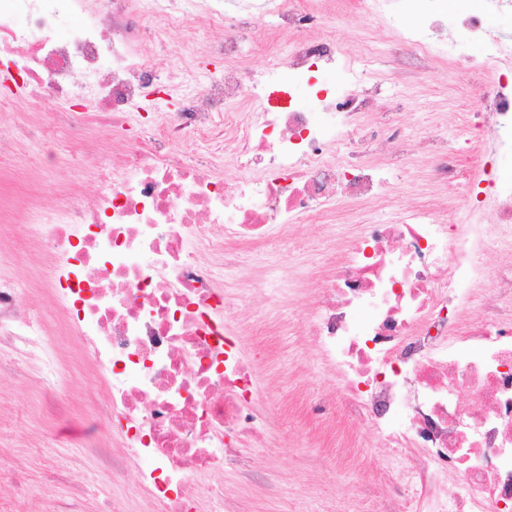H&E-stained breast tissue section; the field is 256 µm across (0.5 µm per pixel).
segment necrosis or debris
<instances>
[{
  "mask_svg": "<svg viewBox=\"0 0 512 512\" xmlns=\"http://www.w3.org/2000/svg\"><path fill=\"white\" fill-rule=\"evenodd\" d=\"M388 3L265 0L272 29L225 16L213 0L203 17L224 38L200 43L192 0H0V100L17 129L0 138V155L46 139L35 116L50 101L83 152H102V135L112 136L109 162L86 172L93 194L67 186L61 205L31 204L25 221L44 227L58 307L121 426L126 454L112 479L136 464V491L154 512H199L213 498L242 512L211 475L221 462L249 469L263 400L239 339L273 329L227 322L219 269L233 246L273 231L328 233L343 200L389 217L340 241L311 288L308 334L349 414L404 449L382 466L391 496L407 512H512V169L490 162L512 155V38L493 35L489 13L460 17L457 35L483 44L469 67L492 79L472 92L475 111L448 113L414 152L398 129L376 125L374 88L319 35L335 16L392 31ZM65 11L82 22L63 37ZM169 28L181 39L161 46ZM244 41L265 45L278 83L244 65ZM198 56L223 61L222 75L197 73L175 111L141 127L136 144L121 138L171 66ZM92 127L100 137L86 136ZM451 127L473 151L470 176L448 148ZM189 138L202 149L194 159L178 150ZM343 146L347 158L336 159ZM414 163L426 178L403 208L391 175ZM41 334L37 312L17 311L14 281L0 276V343L44 353ZM451 482L454 497L444 493Z\"/></svg>",
  "mask_w": 512,
  "mask_h": 512,
  "instance_id": "obj_1",
  "label": "necrosis or debris"
}]
</instances>
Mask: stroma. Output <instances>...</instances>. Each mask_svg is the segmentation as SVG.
Here are the masks:
<instances>
[{
	"instance_id": "1",
	"label": "stroma",
	"mask_w": 512,
	"mask_h": 512,
	"mask_svg": "<svg viewBox=\"0 0 512 512\" xmlns=\"http://www.w3.org/2000/svg\"><path fill=\"white\" fill-rule=\"evenodd\" d=\"M434 12L443 35L446 65L433 67L420 77L390 75L391 54L382 49L371 66L355 64L360 82L382 75L378 98L382 111L398 115L407 142H418L431 130L436 113L446 111L444 91L452 74L448 63H463L479 55V44L453 37L456 15L434 0ZM65 172L54 168L43 144H28L18 156L0 157V202L7 223H0V271L17 283L21 309L39 305L44 311L42 329L50 342L56 367L72 374L66 390L68 415L54 421L42 413L45 370L26 354L0 346V468L21 462L16 482L0 484V512H103L120 498L126 512H152L148 500L133 492L136 466H129L122 486L112 483L107 455H121L118 427L103 420L95 396L93 366L74 340L61 334L64 315L56 306L45 278L46 249L40 239L23 237L17 222L29 198L46 208L60 204ZM330 258L328 242L305 226L287 239L270 236L256 248L233 249L234 267L225 269L232 283L236 268L261 267L275 287L288 285L296 266L318 277ZM234 311L254 318L272 316L285 322L278 336H246L241 352L262 358L271 351V366L258 370L257 380L267 394V406L280 410L275 427L249 449L254 464L250 478L217 470L214 480L235 486L248 512H341L345 501L362 495L364 512H380V463L393 457V449L372 436L343 410L336 379L303 334L307 297L286 295L267 304L238 289L227 291ZM321 405L316 415L308 406Z\"/></svg>"
}]
</instances>
